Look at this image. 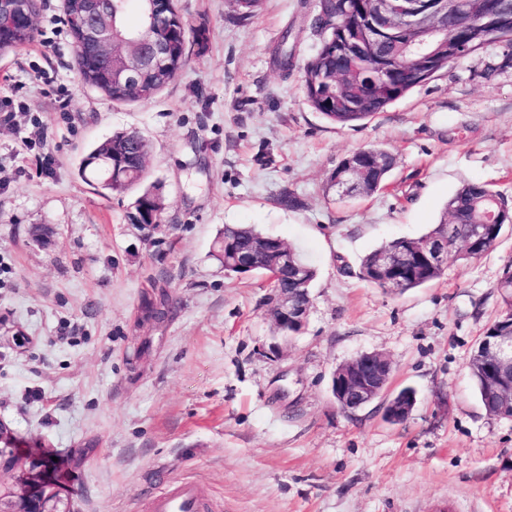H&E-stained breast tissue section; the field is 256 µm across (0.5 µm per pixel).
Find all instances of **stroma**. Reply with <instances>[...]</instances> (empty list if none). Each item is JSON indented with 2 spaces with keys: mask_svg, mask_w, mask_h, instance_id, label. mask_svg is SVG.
Wrapping results in <instances>:
<instances>
[{
  "mask_svg": "<svg viewBox=\"0 0 512 512\" xmlns=\"http://www.w3.org/2000/svg\"><path fill=\"white\" fill-rule=\"evenodd\" d=\"M318 0H179L204 45L155 96L115 103L77 70L62 0H40L34 41L0 52V418L21 464L60 458L52 486L73 512H146L162 481L201 487L216 512H512V421L491 416L466 366L500 312L512 224L481 258L402 294L358 275L382 243L439 222L455 190L512 198V58L502 45L435 74L370 120L328 121L302 72L320 41ZM293 65L275 62L281 42ZM148 144L162 226L129 219L134 193L88 184L83 157L114 132ZM396 159L368 197L330 182L350 153ZM301 204H281L284 193ZM249 224L317 269L305 328L277 337L263 276H229L211 252ZM173 305L136 327L141 293ZM149 352L135 358L143 337ZM387 353L390 393L412 389L405 422L379 404L345 412L336 367Z\"/></svg>",
  "mask_w": 512,
  "mask_h": 512,
  "instance_id": "obj_1",
  "label": "stroma"
}]
</instances>
